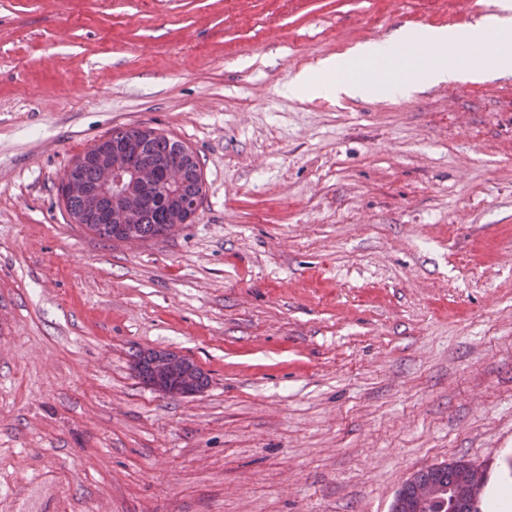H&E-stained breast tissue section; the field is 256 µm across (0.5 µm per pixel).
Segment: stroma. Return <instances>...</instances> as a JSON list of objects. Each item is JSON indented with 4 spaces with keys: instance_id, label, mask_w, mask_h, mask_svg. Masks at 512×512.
I'll list each match as a JSON object with an SVG mask.
<instances>
[{
    "instance_id": "obj_1",
    "label": "stroma",
    "mask_w": 512,
    "mask_h": 512,
    "mask_svg": "<svg viewBox=\"0 0 512 512\" xmlns=\"http://www.w3.org/2000/svg\"><path fill=\"white\" fill-rule=\"evenodd\" d=\"M483 2L0 0V512H391L441 463L512 476V77L284 92ZM140 126L203 196L126 245L59 185ZM160 348L200 394L138 378ZM190 366H192L193 372L192 387L197 391H201L204 388L206 384V377L193 361L186 356H183V358L180 361H177L173 366V371L170 372L168 382L165 384L169 387V390L174 389L177 392L182 390L181 386L188 381L187 376H182V374L184 373V370L188 369Z\"/></svg>"
}]
</instances>
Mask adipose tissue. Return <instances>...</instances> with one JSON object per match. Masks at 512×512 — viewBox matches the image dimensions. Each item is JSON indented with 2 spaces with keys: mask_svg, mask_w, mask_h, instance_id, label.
<instances>
[{
  "mask_svg": "<svg viewBox=\"0 0 512 512\" xmlns=\"http://www.w3.org/2000/svg\"><path fill=\"white\" fill-rule=\"evenodd\" d=\"M498 7V14L470 26L463 36L450 28L427 27L414 38L398 32L324 57L289 81L288 94L397 102L424 88L481 81L493 73L512 76V55L501 50L512 43V0H499ZM462 41L467 50L459 49ZM423 45L438 46V56L420 61L417 49Z\"/></svg>",
  "mask_w": 512,
  "mask_h": 512,
  "instance_id": "1",
  "label": "adipose tissue"
}]
</instances>
